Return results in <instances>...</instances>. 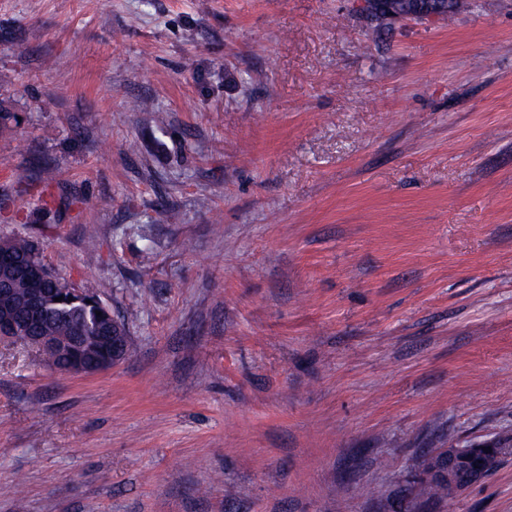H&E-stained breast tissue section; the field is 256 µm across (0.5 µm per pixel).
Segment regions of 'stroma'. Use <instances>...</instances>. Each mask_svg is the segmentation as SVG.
<instances>
[{"label":"stroma","mask_w":512,"mask_h":512,"mask_svg":"<svg viewBox=\"0 0 512 512\" xmlns=\"http://www.w3.org/2000/svg\"><path fill=\"white\" fill-rule=\"evenodd\" d=\"M453 2L0 0V239L130 337L0 341V512H449L512 446V0ZM3 249L9 252L15 260V268L19 269L30 261L40 260L38 249L30 240L21 236L1 239ZM56 297L58 296L50 289L45 308L46 319L37 326L38 331L50 336H25L27 346L36 349L45 357L54 354L50 363L52 367L68 373H100L125 358L129 349V336L120 322L112 318L111 326H97L89 331L77 325H98L105 322L96 315L95 307L72 303L67 297L61 302H54ZM74 326L77 327L70 336L51 337L65 335ZM474 450L475 448H468L469 453L466 456L455 449L448 448V450L440 453L439 465L428 468L425 479L433 481L445 478L448 480V485L453 486L454 490L457 491L483 484L487 479L485 471L468 466V460ZM448 485L440 482L418 480L415 485V496L425 501L444 503L448 506L450 512L456 495L448 493Z\"/></svg>","instance_id":"35a3bbf8"}]
</instances>
